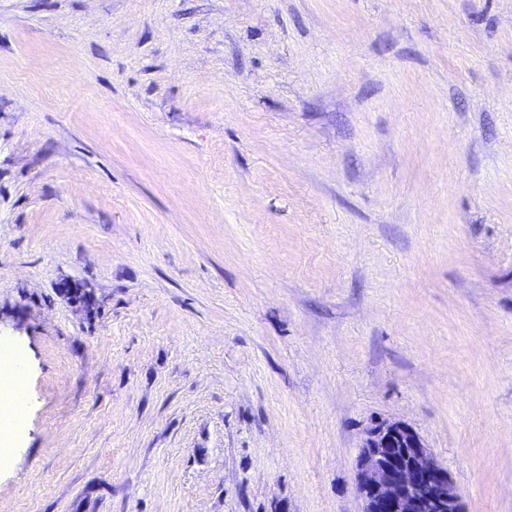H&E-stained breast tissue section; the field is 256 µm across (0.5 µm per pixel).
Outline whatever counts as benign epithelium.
Returning <instances> with one entry per match:
<instances>
[{
	"label": "benign epithelium",
	"instance_id": "7a95c632",
	"mask_svg": "<svg viewBox=\"0 0 512 512\" xmlns=\"http://www.w3.org/2000/svg\"><path fill=\"white\" fill-rule=\"evenodd\" d=\"M60 288L90 312L78 282L64 281ZM357 467L362 512H461L447 468L401 421L375 422L366 430Z\"/></svg>",
	"mask_w": 512,
	"mask_h": 512
}]
</instances>
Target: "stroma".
Masks as SVG:
<instances>
[{"mask_svg": "<svg viewBox=\"0 0 512 512\" xmlns=\"http://www.w3.org/2000/svg\"><path fill=\"white\" fill-rule=\"evenodd\" d=\"M0 346V512H512V0H0ZM1 364L4 363L9 368V374L12 376L14 374L15 370H18L17 373L14 374L13 383H14V389L8 390H2L0 392V417L2 420H9L11 418H16L18 416V413L14 410V408L11 405V395L14 392V390H20L23 388L25 384V377L24 373L22 371L21 365L19 368L14 366L12 362V357H2L1 355ZM357 467L361 512H461L447 468L401 421L366 430Z\"/></svg>", "mask_w": 512, "mask_h": 512, "instance_id": "1", "label": "stroma"}]
</instances>
